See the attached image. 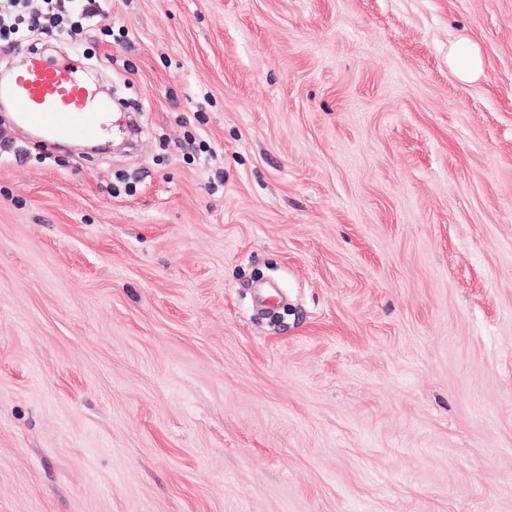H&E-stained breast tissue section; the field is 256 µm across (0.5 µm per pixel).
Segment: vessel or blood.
<instances>
[{
	"label": "vessel or blood",
	"mask_w": 512,
	"mask_h": 512,
	"mask_svg": "<svg viewBox=\"0 0 512 512\" xmlns=\"http://www.w3.org/2000/svg\"><path fill=\"white\" fill-rule=\"evenodd\" d=\"M19 126L46 131L55 142L95 140L105 131L104 104L92 99L74 63L32 55L25 70L0 83Z\"/></svg>",
	"instance_id": "1"
}]
</instances>
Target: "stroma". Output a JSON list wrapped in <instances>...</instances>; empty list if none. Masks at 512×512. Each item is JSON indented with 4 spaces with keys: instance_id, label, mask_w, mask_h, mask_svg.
I'll return each mask as SVG.
<instances>
[{
    "instance_id": "stroma-1",
    "label": "stroma",
    "mask_w": 512,
    "mask_h": 512,
    "mask_svg": "<svg viewBox=\"0 0 512 512\" xmlns=\"http://www.w3.org/2000/svg\"><path fill=\"white\" fill-rule=\"evenodd\" d=\"M102 11L0 50L113 104L0 120V512H512V0ZM448 64L453 72L463 79L475 78L481 72L480 60L476 53L461 56L452 52L448 56ZM18 125L43 130L54 142L96 140L105 131L104 104L92 99L75 64L33 54L25 70L0 87Z\"/></svg>"
}]
</instances>
